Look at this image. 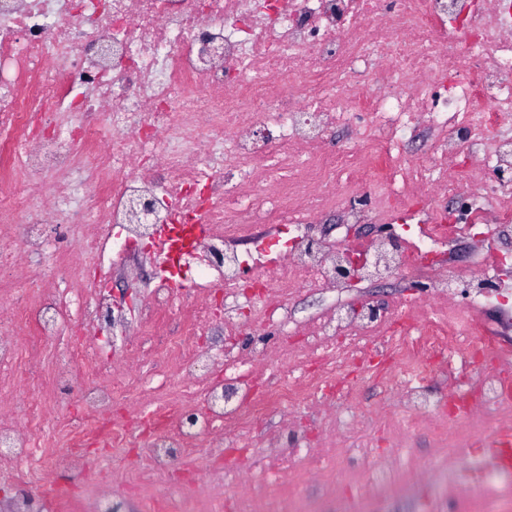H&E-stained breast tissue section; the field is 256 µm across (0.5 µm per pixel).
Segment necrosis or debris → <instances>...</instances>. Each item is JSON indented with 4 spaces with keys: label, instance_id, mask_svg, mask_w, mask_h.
I'll use <instances>...</instances> for the list:
<instances>
[{
    "label": "necrosis or debris",
    "instance_id": "necrosis-or-debris-1",
    "mask_svg": "<svg viewBox=\"0 0 512 512\" xmlns=\"http://www.w3.org/2000/svg\"><path fill=\"white\" fill-rule=\"evenodd\" d=\"M339 127L353 143L327 148ZM444 198L462 201L461 212H439ZM336 209L339 234L318 235ZM179 210L210 227L178 257L192 302L172 307L181 291L159 276L138 331L182 319L195 332L211 320L207 297L221 296L226 374L204 387L202 410L165 401L146 413L150 474L172 476L201 454L195 485L212 512H296L287 487L301 462L318 478V505L329 503L337 454L366 446L336 440L337 426L360 425L355 409L329 416L318 447L295 427L290 446L255 457L264 495L238 462L214 461L226 438L277 442L272 419L325 394L340 362L379 365L407 431L445 436L449 408L479 423L512 389V281L493 247L512 228V0H0V278H26L0 308V379L14 386L0 391V416L23 412L0 444L30 488L17 512H48L67 493L46 486L31 402L15 404L28 384L18 336L36 352L63 324L78 331L47 385L75 388L110 420L145 347L116 353L98 336L114 309L109 271L128 265L148 225L173 223ZM396 212L421 219L417 236H352L353 225ZM261 224L289 225L288 250L270 254ZM243 239L253 252L236 250ZM464 240L471 257L455 261ZM347 252L360 281L399 268L430 291L384 308L341 298L308 325L288 321L285 299L298 289L345 288L337 268ZM43 277L62 289L36 296ZM247 280L259 295L245 293ZM459 283L471 287L463 309L452 301ZM246 308L253 325L300 344L242 356L234 340ZM488 312L497 326H478ZM486 356L497 367L470 392L469 371ZM266 360L284 378L259 395ZM436 377L448 391L434 401Z\"/></svg>",
    "mask_w": 512,
    "mask_h": 512
}]
</instances>
